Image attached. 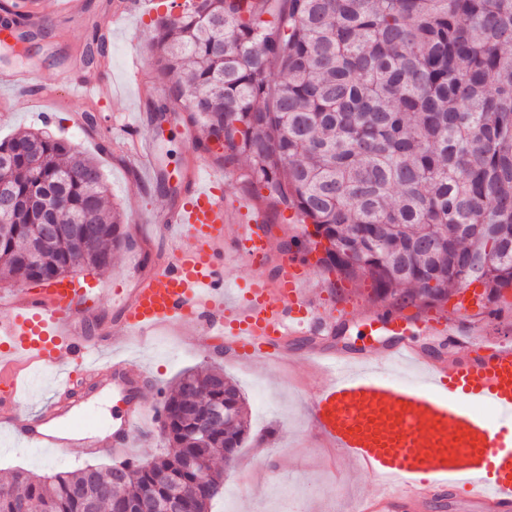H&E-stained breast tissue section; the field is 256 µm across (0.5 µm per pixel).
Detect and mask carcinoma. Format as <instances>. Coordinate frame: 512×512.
Returning <instances> with one entry per match:
<instances>
[{
  "label": "carcinoma",
  "instance_id": "obj_1",
  "mask_svg": "<svg viewBox=\"0 0 512 512\" xmlns=\"http://www.w3.org/2000/svg\"><path fill=\"white\" fill-rule=\"evenodd\" d=\"M156 79L170 84L157 112H185L242 157L255 192L311 224L329 243L323 262L368 278L380 299L437 305L482 281L487 303L512 290V0H185L160 18ZM0 179L33 202L3 218L0 274L49 282L103 269L125 245L122 214L105 203L102 168L37 129L0 141ZM95 224L86 252L61 235L25 263L41 214ZM222 405L233 422L197 429ZM168 450L151 459L86 465L0 483V512H112L138 500L152 512L178 488L208 512L211 467L249 440L245 400L221 371H186L163 404ZM205 468L189 472L183 457Z\"/></svg>",
  "mask_w": 512,
  "mask_h": 512
}]
</instances>
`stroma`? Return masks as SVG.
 <instances>
[{
	"instance_id": "obj_1",
	"label": "stroma",
	"mask_w": 512,
	"mask_h": 512,
	"mask_svg": "<svg viewBox=\"0 0 512 512\" xmlns=\"http://www.w3.org/2000/svg\"><path fill=\"white\" fill-rule=\"evenodd\" d=\"M84 2L85 16L80 22L47 15L42 29L30 38L31 55L25 66L34 71L36 83H49L63 66L84 63L94 30L102 29L107 66L103 78L113 88L111 98L76 97L63 90L57 104L49 107L36 102L32 92H5L10 110L0 115V140L42 127L54 137L78 144L98 161L109 185L108 201L123 213L128 240L113 254L111 266L87 276L88 281L103 285L98 314L109 319L114 314L112 288L127 279L133 269L151 270L157 254L167 247L159 233L143 234L140 220H152L180 202L176 190L182 185L181 174L187 161L203 158L204 153L189 138L185 122L157 126L148 100L140 98L125 80L134 59L139 61L145 77L154 75L151 43L155 19L132 16L112 26L105 24L104 15L114 0ZM49 109L55 119L42 124L39 115ZM147 137L156 140L163 180L151 178L136 157L138 140ZM310 272L315 301L333 312L336 324L346 328L345 334L322 336L320 345L355 352L363 348L381 350L393 343L389 329L381 327L373 333L366 326L368 311L394 308L391 301L375 300L370 280H349L316 265L311 266ZM398 311L412 321L408 328L410 341L432 356L462 351L476 327L489 339L512 340V312L494 319L458 310L451 302L441 307L407 306ZM426 319L453 323L455 336L430 335L422 325ZM222 346V338L211 335L202 323L162 328L146 339L117 344L118 350L142 364L150 375L139 395L147 405L163 402L172 383L187 369L218 367L237 384L247 402L254 440L242 449L235 462L214 464L222 471L225 483L241 487L234 512H313L317 502L335 500L340 501L343 512H349L358 496L372 490L374 481L349 472L311 430L310 401L323 379L306 363L310 341L296 339L273 363H243L234 360ZM79 406L95 420L101 441H108L111 421L121 407L111 385L96 387L80 399ZM112 462L107 455L85 454L78 444L53 454L43 449L19 450L14 439L0 431V482L20 468L36 474H56L87 464Z\"/></svg>"
}]
</instances>
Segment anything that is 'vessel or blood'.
Masks as SVG:
<instances>
[{
    "instance_id": "obj_1",
    "label": "vessel or blood",
    "mask_w": 512,
    "mask_h": 512,
    "mask_svg": "<svg viewBox=\"0 0 512 512\" xmlns=\"http://www.w3.org/2000/svg\"><path fill=\"white\" fill-rule=\"evenodd\" d=\"M29 86L28 71L0 68L1 90ZM59 86L76 96L105 88L99 73L67 66L39 94L51 96ZM223 182L222 173L195 163L181 202L161 226L171 253L159 257L153 272L135 274L131 287L113 289L116 317L94 335H87L86 325L98 289L53 283L39 299L25 291L0 296V383L14 397L29 371L51 369L58 393L36 413L21 412L14 400L0 406V427L29 448H63L62 424H89V416L76 409L77 396L102 370H110L122 390L144 380L136 362L105 357L115 336H146L202 319L236 357L249 360L279 358L289 340L328 329V315L308 291L306 261L293 255L282 258L273 279L250 282L227 298V255L263 263L274 240L262 207L246 206V219L230 221ZM390 320L400 340L385 351L310 355L328 380L313 403L318 435L376 481L374 490L356 500L354 512H451L461 504L468 512H512V342L479 338L476 355L434 358L403 341L407 319L394 314ZM398 360L423 372L425 384L394 382L379 373V365ZM479 404L496 409L499 422L477 413ZM119 418L111 443L89 441L87 452L119 458L132 447L146 409L130 398Z\"/></svg>"
}]
</instances>
